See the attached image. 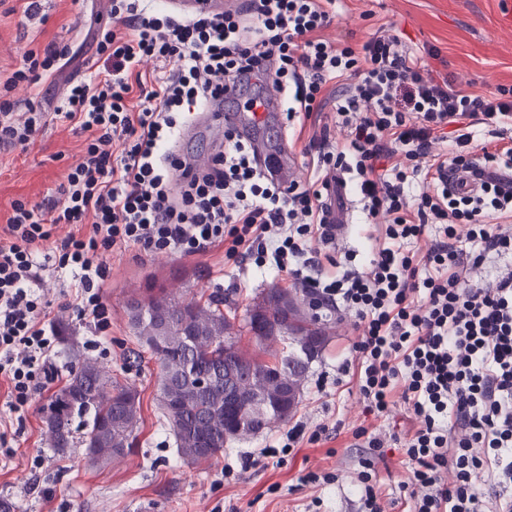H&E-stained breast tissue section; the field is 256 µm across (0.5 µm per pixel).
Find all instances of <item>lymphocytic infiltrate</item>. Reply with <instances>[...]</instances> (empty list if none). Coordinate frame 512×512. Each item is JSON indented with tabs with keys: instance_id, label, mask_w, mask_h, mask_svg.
<instances>
[{
	"instance_id": "obj_1",
	"label": "lymphocytic infiltrate",
	"mask_w": 512,
	"mask_h": 512,
	"mask_svg": "<svg viewBox=\"0 0 512 512\" xmlns=\"http://www.w3.org/2000/svg\"><path fill=\"white\" fill-rule=\"evenodd\" d=\"M335 15L336 0H242L224 15L192 17L158 0H112V23L95 37L96 72L71 80L53 115L0 99L1 150L26 146L50 119L86 136L55 193L13 201L0 230V376L14 407L44 389L35 366L51 351L50 287L70 289L65 309L103 333L113 251L201 254L224 242L227 256L289 271L355 313L366 412L383 416L398 395L419 421L403 450L409 512H512V273L491 288L468 282L489 255L512 257V183L501 178L512 172V91L458 90L382 28L360 45L330 43L322 32ZM147 58L157 62L149 75L140 70ZM70 60L68 46L48 42L0 88L38 86ZM264 76L284 95L286 122L321 113L332 94L350 129L344 146L315 136L304 145L317 156L306 184L274 183L230 127L205 167L170 152L228 84ZM474 121L490 127L495 148L474 145ZM447 137L453 150L431 156ZM399 153L411 170L393 165ZM460 168L480 179L478 191H448L449 171ZM333 172L353 181L365 223L384 220L387 243L364 270L323 281L308 273V244L336 238ZM419 174L433 188L410 194L408 178ZM59 224L69 230L54 244ZM434 230L440 238L422 259L404 253Z\"/></svg>"
}]
</instances>
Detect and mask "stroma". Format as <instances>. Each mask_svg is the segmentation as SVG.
Listing matches in <instances>:
<instances>
[{
    "mask_svg": "<svg viewBox=\"0 0 512 512\" xmlns=\"http://www.w3.org/2000/svg\"><path fill=\"white\" fill-rule=\"evenodd\" d=\"M0 0V71L18 68L25 56L49 41L68 44L72 61L40 88L18 87L11 97L20 110L53 111L74 73L90 72L96 62V24H110L109 0H41L46 24L38 25ZM398 35L408 50L433 71L449 76L457 89L512 88V0H338L336 17L323 32L333 43H362L379 27ZM84 137L71 127L48 122L26 149L0 154V227L14 200L37 202L54 191L83 153ZM349 224L343 236L326 245L339 267L324 266L323 279L362 268L368 238L381 225L361 223L362 202L349 191ZM224 246L204 254L151 252L133 246L112 253V277L103 290L110 328L96 334L87 320L66 312L69 339L54 336L47 369L66 381L78 359L91 358L133 384L141 400L142 422L131 452L100 469L83 446L67 455L49 447L40 408L50 390L10 410L8 383L0 376V498L16 512H362L355 479L363 460L375 462L376 483L387 512H401L408 494L401 450L418 425L403 401L382 417L368 415L355 376L340 373L354 361L361 330L355 317L332 306L320 308L330 322L329 342L305 378L302 400L290 423L226 447L218 458L196 465L177 455L175 438L156 400L157 366L143 353L127 325L131 294L148 288L187 289L197 298L216 295L225 310L244 317L263 289L296 287L285 272L226 259ZM321 430L318 442L287 447L290 425ZM379 437L382 450L369 448ZM272 454L249 470L241 459L250 452ZM332 474L329 482L310 484L308 472Z\"/></svg>",
    "mask_w": 512,
    "mask_h": 512,
    "instance_id": "obj_1",
    "label": "stroma"
}]
</instances>
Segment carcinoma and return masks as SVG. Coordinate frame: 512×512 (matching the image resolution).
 Segmentation results:
<instances>
[{"label":"carcinoma","mask_w":512,"mask_h":512,"mask_svg":"<svg viewBox=\"0 0 512 512\" xmlns=\"http://www.w3.org/2000/svg\"><path fill=\"white\" fill-rule=\"evenodd\" d=\"M224 300L211 297L201 302L164 289H146L127 301L128 322L139 344L163 336L152 357L158 364L157 403L175 436L183 461L211 460L224 452V392L235 388L232 364L224 359V335L239 336L224 313ZM261 372L272 375L286 366L288 353L260 347L253 356ZM209 375L210 386L198 390L181 371L188 361ZM48 402L57 406L42 411L49 447L67 454L74 445V421L85 418L81 444L86 456L100 468L130 453L141 420L137 388L122 382L112 371L85 358L71 370L65 384Z\"/></svg>","instance_id":"cac0c4a2"}]
</instances>
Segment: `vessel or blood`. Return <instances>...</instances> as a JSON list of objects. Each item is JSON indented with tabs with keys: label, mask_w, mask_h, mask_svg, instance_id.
Here are the masks:
<instances>
[{
	"label": "vessel or blood",
	"mask_w": 512,
	"mask_h": 512,
	"mask_svg": "<svg viewBox=\"0 0 512 512\" xmlns=\"http://www.w3.org/2000/svg\"><path fill=\"white\" fill-rule=\"evenodd\" d=\"M168 6L183 16L197 14L221 15L236 9L238 0H167ZM238 94L237 88L225 89L222 98L209 104L202 114L203 132L211 137H219L225 128H235L246 140L255 155L264 175L274 180L281 187H288L294 182L295 158L288 150L286 142H271L265 133L267 129L281 127V94L273 83H265L261 103L252 112H239L232 103Z\"/></svg>",
	"instance_id": "vessel-or-blood-1"
}]
</instances>
